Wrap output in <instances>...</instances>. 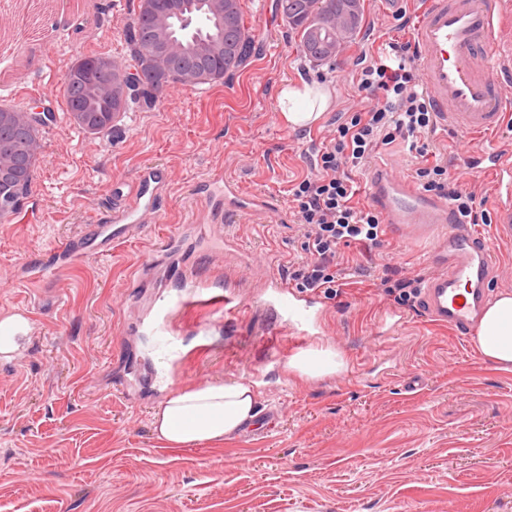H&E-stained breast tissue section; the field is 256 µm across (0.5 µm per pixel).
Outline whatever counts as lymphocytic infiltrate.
Wrapping results in <instances>:
<instances>
[{
  "mask_svg": "<svg viewBox=\"0 0 512 512\" xmlns=\"http://www.w3.org/2000/svg\"><path fill=\"white\" fill-rule=\"evenodd\" d=\"M411 43L389 42L383 58L358 61L355 85L367 102L346 113L323 143L314 172L290 189V215L300 255L288 264L286 279L302 292L336 298L344 273L342 248L365 252L383 245L384 226L374 209L355 200L354 176L383 145L403 141L419 163L415 178L427 192L447 199L465 224H487L485 200L459 188L447 163L431 159L427 139L436 131L432 105L412 70Z\"/></svg>",
  "mask_w": 512,
  "mask_h": 512,
  "instance_id": "obj_1",
  "label": "lymphocytic infiltrate"
}]
</instances>
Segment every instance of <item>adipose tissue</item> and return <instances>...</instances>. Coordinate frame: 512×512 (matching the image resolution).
Masks as SVG:
<instances>
[{"label": "adipose tissue", "mask_w": 512, "mask_h": 512, "mask_svg": "<svg viewBox=\"0 0 512 512\" xmlns=\"http://www.w3.org/2000/svg\"><path fill=\"white\" fill-rule=\"evenodd\" d=\"M327 89L316 82L286 80L276 91V108L285 122L302 128L328 106ZM474 345L480 356L501 369L512 368V293L499 294L485 309ZM306 378L341 371L346 362L330 349L302 350L289 360ZM260 415L258 397L242 381L206 383L175 389L153 416L158 440L172 448L210 445L254 427Z\"/></svg>", "instance_id": "adipose-tissue-1"}]
</instances>
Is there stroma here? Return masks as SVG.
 Listing matches in <instances>:
<instances>
[{"label":"stroma","mask_w":512,"mask_h":512,"mask_svg":"<svg viewBox=\"0 0 512 512\" xmlns=\"http://www.w3.org/2000/svg\"><path fill=\"white\" fill-rule=\"evenodd\" d=\"M279 2L242 0L252 42L224 79L169 84L93 138L65 119L63 75L82 55L130 60L138 0H98L89 16L69 0H0V57L10 60L0 105L53 115L17 217L0 223V317L26 309L31 324L16 355L0 359V512H512V369L485 363L471 336L379 296L371 277L351 271L323 300L325 331L309 342L341 353L345 369L308 379L287 365L296 338L264 307L261 285L300 249L289 189L313 172L343 113L359 108L357 55L410 40L418 16L364 0L358 38L313 65ZM299 79L325 85L329 104L295 129L274 93ZM429 143L464 189L492 197L465 161L489 141L439 131ZM149 165L168 176L159 223L108 256L22 282L28 267L50 265L108 220ZM219 172L275 206L261 221L230 224L232 251L205 236L209 218L191 197ZM428 253L389 235L373 264L427 277L436 270ZM231 278L238 309L185 310L172 322L178 354L161 351L155 299L191 279L222 289ZM232 380L254 384L261 426L219 446L155 438L152 416L174 388Z\"/></svg>","instance_id":"obj_1"}]
</instances>
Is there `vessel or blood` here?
<instances>
[{
	"instance_id": "vessel-or-blood-1",
	"label": "vessel or blood",
	"mask_w": 512,
	"mask_h": 512,
	"mask_svg": "<svg viewBox=\"0 0 512 512\" xmlns=\"http://www.w3.org/2000/svg\"><path fill=\"white\" fill-rule=\"evenodd\" d=\"M415 65L443 131L490 136L512 115V99L502 93L512 83V0H426L414 29ZM467 162L491 178L492 237L469 224L457 223L447 199L429 196L396 177L392 166L368 165V194L389 230L405 237L434 239L435 275L426 279L420 308L432 321L465 336L485 307L487 285L497 273L489 240L512 242V146L470 154ZM167 182L164 170H140L111 222L95 225L64 248L66 262L88 251L104 255L144 225L159 218L158 201ZM195 198L208 211L251 220L272 213L273 204L260 195L243 194L237 182L210 177L200 182ZM264 294L280 326L301 340L323 331L316 296L289 291L279 274L264 283ZM240 301L233 289L216 294L200 282L187 283L186 294L163 300L161 310L197 305L233 311Z\"/></svg>"
}]
</instances>
